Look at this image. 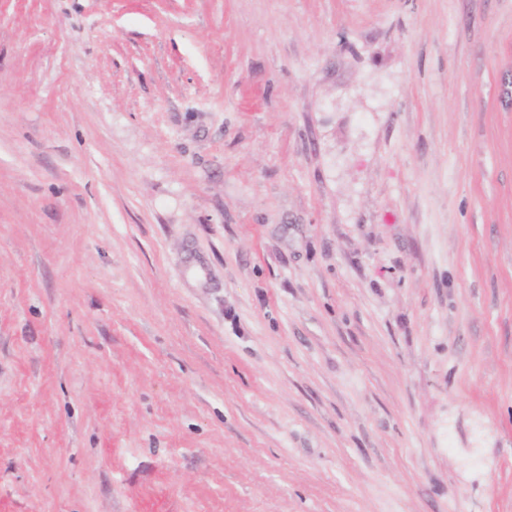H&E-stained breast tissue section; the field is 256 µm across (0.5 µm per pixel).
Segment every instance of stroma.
<instances>
[{
	"label": "stroma",
	"mask_w": 512,
	"mask_h": 512,
	"mask_svg": "<svg viewBox=\"0 0 512 512\" xmlns=\"http://www.w3.org/2000/svg\"><path fill=\"white\" fill-rule=\"evenodd\" d=\"M0 512H512V0H0Z\"/></svg>",
	"instance_id": "stroma-1"
}]
</instances>
